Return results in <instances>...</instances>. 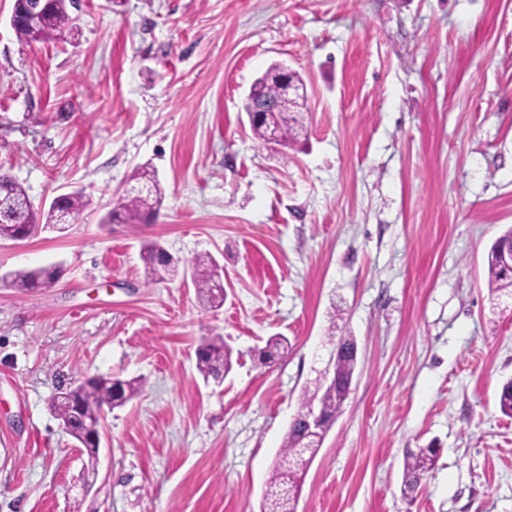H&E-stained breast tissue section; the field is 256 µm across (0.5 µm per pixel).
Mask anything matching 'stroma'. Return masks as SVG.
Masks as SVG:
<instances>
[{"mask_svg":"<svg viewBox=\"0 0 512 512\" xmlns=\"http://www.w3.org/2000/svg\"><path fill=\"white\" fill-rule=\"evenodd\" d=\"M0 0V173L66 229L0 242V512H260L304 391L354 336L359 363L297 512H512V301L486 255L512 228V0H78L64 38L19 41ZM301 77L308 138L260 143L244 112L273 63ZM157 219L103 223L133 169ZM222 268L147 282L142 246ZM54 267L49 288L1 278ZM286 356L262 364L269 337ZM236 363L204 382L196 350ZM138 379L106 411L98 473L50 412L84 378ZM439 447L417 497L406 449ZM196 270L194 284L199 302L207 308L218 309L224 304V292L214 288V284L221 279L220 268L210 257L196 260L193 265ZM232 353L223 337L214 336L204 340L196 351V367L203 380H224L233 368Z\"/></svg>","mask_w":512,"mask_h":512,"instance_id":"obj_1","label":"stroma"}]
</instances>
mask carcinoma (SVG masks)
<instances>
[{"instance_id":"cac0c4a2","label":"carcinoma","mask_w":512,"mask_h":512,"mask_svg":"<svg viewBox=\"0 0 512 512\" xmlns=\"http://www.w3.org/2000/svg\"><path fill=\"white\" fill-rule=\"evenodd\" d=\"M73 26V17L67 6L56 7L49 12L48 22L42 30L40 40L61 38ZM278 65L270 67L254 82L255 99L271 101L273 107L263 112L261 122L251 125L254 136L260 141L277 138V144L288 147L299 143L304 129L306 98H284L279 93ZM162 187L157 174L147 166L136 168L128 187L114 209L103 218L105 222L121 221L125 224H141L155 216L162 203ZM92 206V198L81 191H74L64 198L61 208L50 207L39 213L23 186L8 175L0 174V237L10 238L16 232L29 226H52L75 224ZM143 260L150 281H163L179 273V261L157 244L144 248ZM196 294L199 302L210 309L224 305V293L214 288L221 280L220 268L211 257L193 263ZM13 288L24 291L54 280V271L47 268L19 269L9 273ZM486 286L490 295L501 298L512 297V229L500 236L491 246L486 261ZM336 347L347 352L336 353L333 365L335 381L329 386L319 384L313 392L304 395L283 441L282 448L272 470L263 494L261 512H286L293 497L299 495L305 464L313 461L319 448L304 434L305 420L311 408L319 409L323 416V431L332 427L348 397L358 357L356 340L352 336H340ZM288 350L284 336L268 339L262 356L268 361ZM197 370L203 380H218L226 377L233 368L232 349L223 337L214 336L204 340L197 348ZM142 389V383L135 380L112 378H91L66 390L68 398L82 409L81 430L85 441L82 447L88 456V464L95 467L97 454L90 437L97 435V426L104 408L124 406L134 399ZM499 408L502 414L512 417V379L503 383L499 394ZM438 449H408L403 464L402 493L413 499L422 488V480L435 467Z\"/></svg>"}]
</instances>
